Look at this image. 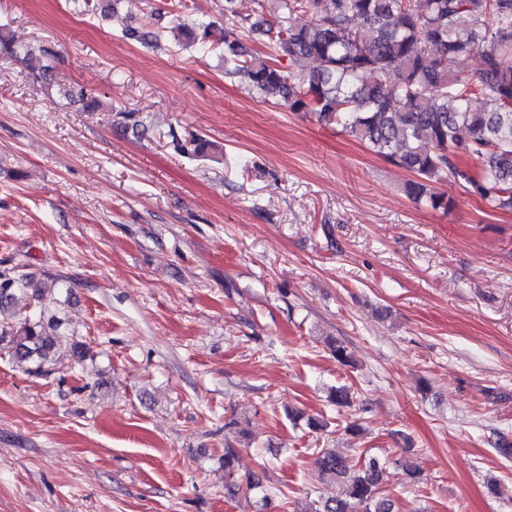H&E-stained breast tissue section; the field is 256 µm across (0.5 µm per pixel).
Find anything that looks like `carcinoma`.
<instances>
[{
  "mask_svg": "<svg viewBox=\"0 0 512 512\" xmlns=\"http://www.w3.org/2000/svg\"><path fill=\"white\" fill-rule=\"evenodd\" d=\"M83 13L101 16L115 0H68ZM237 0H224L231 25L186 18L174 27L184 46H224V75L251 94L272 97L292 112L336 126L370 152L414 175L404 192L418 205L446 212L455 199L440 191L450 182L493 209L512 212V0H258L254 18L240 15ZM269 48L248 51L242 35ZM123 37L140 43L159 34L128 26ZM49 60L35 75L52 90L54 51L33 48L0 26V56L17 62L34 52ZM477 54L474 77L454 68ZM69 100L87 112L102 107L95 94L79 90ZM31 294L35 309L23 316L5 312L17 296ZM41 281L34 272H0V346L37 375L55 370L60 351L81 361L90 353L70 337L58 313L42 306ZM338 362L352 365V352L329 341ZM238 449L224 447L225 489L249 494L263 488L257 473L235 469ZM316 468L326 485L345 483L343 493L322 501L318 512H392L380 496L377 460L360 465L330 448H320Z\"/></svg>",
  "mask_w": 512,
  "mask_h": 512,
  "instance_id": "1",
  "label": "carcinoma"
}]
</instances>
